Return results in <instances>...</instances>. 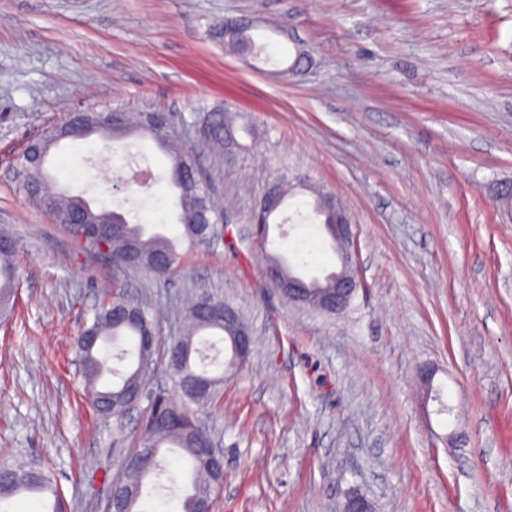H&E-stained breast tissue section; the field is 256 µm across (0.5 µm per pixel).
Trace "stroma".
Returning a JSON list of instances; mask_svg holds the SVG:
<instances>
[{
	"label": "stroma",
	"instance_id": "obj_1",
	"mask_svg": "<svg viewBox=\"0 0 512 512\" xmlns=\"http://www.w3.org/2000/svg\"><path fill=\"white\" fill-rule=\"evenodd\" d=\"M251 22L261 60L209 30ZM308 68L286 74L296 49ZM250 129L233 160L203 157L224 234L183 248L166 280L83 251L17 176L27 137L76 111L171 112L189 144L203 110ZM149 188L114 189L130 161ZM60 186L130 222L179 231L168 162L139 137L63 143ZM335 194L358 246L353 306L327 315L266 285L248 217L269 181ZM512 0H0V228L16 240L14 315L0 321V460L50 467L67 512H102L146 405L121 424L85 394L76 341L120 294L163 307L219 295L255 345L199 415L224 450L213 512H339L354 489L378 512H512ZM310 197L272 251L336 268ZM436 371L453 415L419 380ZM462 443H455L454 434Z\"/></svg>",
	"mask_w": 512,
	"mask_h": 512
}]
</instances>
